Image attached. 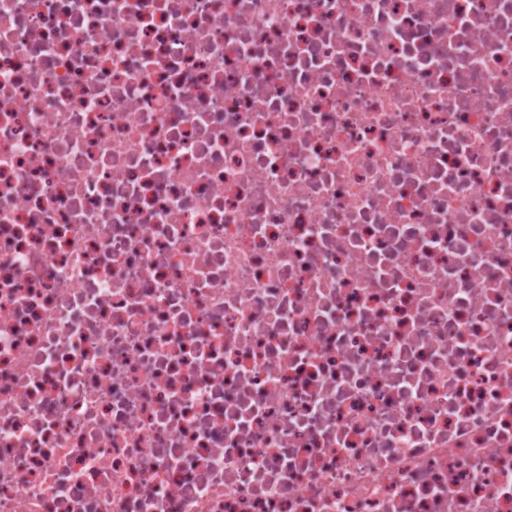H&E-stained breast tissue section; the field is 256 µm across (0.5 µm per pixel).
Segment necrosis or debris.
Instances as JSON below:
<instances>
[{
  "mask_svg": "<svg viewBox=\"0 0 512 512\" xmlns=\"http://www.w3.org/2000/svg\"><path fill=\"white\" fill-rule=\"evenodd\" d=\"M0 512H512V0H0Z\"/></svg>",
  "mask_w": 512,
  "mask_h": 512,
  "instance_id": "obj_1",
  "label": "necrosis or debris"
}]
</instances>
